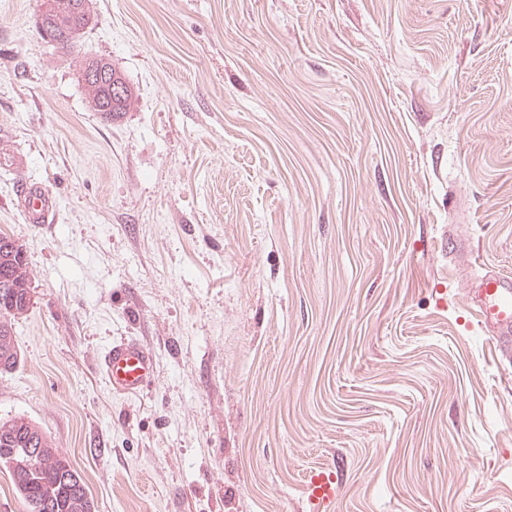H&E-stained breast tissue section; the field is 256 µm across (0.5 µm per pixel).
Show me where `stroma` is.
Listing matches in <instances>:
<instances>
[{"mask_svg": "<svg viewBox=\"0 0 512 512\" xmlns=\"http://www.w3.org/2000/svg\"><path fill=\"white\" fill-rule=\"evenodd\" d=\"M40 4L0 0V233L34 301L0 419L97 512H310L320 467L331 512H512V365L439 246L512 275V0H92L72 53ZM121 339L154 358L135 397L99 370ZM87 63H89V64L96 63L98 65L100 63H104V66L109 67L112 72H110V70H108V68H102V67L101 68L99 67L98 69L89 68L87 71L90 75V80L93 83L89 82L85 78L86 77L85 65ZM77 74H78L79 81H81L84 84V86L86 87V89L88 91L89 106L94 112H99V114H101V116L103 118L112 121V120L121 118L123 115L126 114V112H129L131 110V108L135 102L136 96H135V91H134L133 87L132 86L130 87L129 85H128L129 89H128L127 93L121 99L115 100L114 105H112V112H103L101 109L103 107L101 104V100L108 97V94H107L108 92H107V89H105L104 87L94 85V82H96L98 84L105 83L106 87L109 88L111 97H113V96L120 97L121 95L124 94V88L121 84H119V83H115L114 85L112 84V78H114V76L117 75L118 77H121V78L124 77L118 70H116L115 67L112 66V63L104 60L103 58L85 54L82 59V63L80 65V68H79V71ZM124 81H125V79H124ZM24 205L27 220L34 224H51L53 222L55 204L52 197L37 184L25 183L19 194ZM306 490L310 509L315 512H326L336 501L338 483L328 468L316 469L308 476Z\"/></svg>", "mask_w": 512, "mask_h": 512, "instance_id": "obj_1", "label": "stroma"}]
</instances>
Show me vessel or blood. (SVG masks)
<instances>
[{
	"label": "vessel or blood",
	"instance_id": "obj_1",
	"mask_svg": "<svg viewBox=\"0 0 512 512\" xmlns=\"http://www.w3.org/2000/svg\"><path fill=\"white\" fill-rule=\"evenodd\" d=\"M20 197L26 219L38 224L52 223L55 204L52 197L37 184H24ZM441 247L451 254L466 255L475 271V281L468 291L469 308L484 333L490 337L501 360L512 359V279L479 262L464 240L454 232H445ZM107 385L114 392L137 395L144 391L154 376L151 352L140 342L125 339L113 342L100 360ZM312 512H329L336 501L338 483L326 468L312 471L306 485Z\"/></svg>",
	"mask_w": 512,
	"mask_h": 512
}]
</instances>
